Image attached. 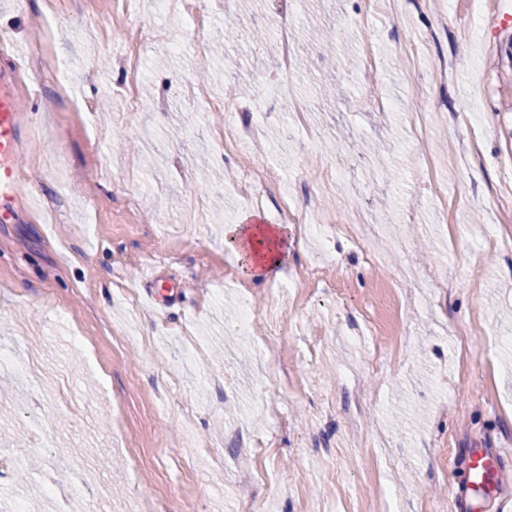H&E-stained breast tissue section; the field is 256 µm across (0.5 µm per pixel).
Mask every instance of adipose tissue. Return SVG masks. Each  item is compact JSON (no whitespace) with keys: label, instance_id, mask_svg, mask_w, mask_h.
<instances>
[{"label":"adipose tissue","instance_id":"obj_1","mask_svg":"<svg viewBox=\"0 0 512 512\" xmlns=\"http://www.w3.org/2000/svg\"><path fill=\"white\" fill-rule=\"evenodd\" d=\"M295 231L290 224H267L260 215L224 230V247L237 260L236 274L251 283L278 276L294 249Z\"/></svg>","mask_w":512,"mask_h":512}]
</instances>
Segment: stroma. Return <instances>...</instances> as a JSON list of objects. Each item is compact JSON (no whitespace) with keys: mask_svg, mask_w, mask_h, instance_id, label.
<instances>
[{"mask_svg":"<svg viewBox=\"0 0 512 512\" xmlns=\"http://www.w3.org/2000/svg\"><path fill=\"white\" fill-rule=\"evenodd\" d=\"M60 2L0 0L26 184L0 222V497L41 512H448L449 483L468 478L453 459L512 440V223L492 201L512 187V32L492 25L512 0H488L478 35L472 0H297L290 80L310 120L287 141L269 80L277 0H210L205 26L156 0H131L117 26L111 0ZM228 13L240 23L222 41ZM310 22L335 29L334 51L305 39ZM50 25L69 66L51 111L57 85L30 59ZM136 30L131 112L114 89ZM444 59L453 74L433 82ZM228 82L267 153L221 157L224 113L187 87L221 97ZM375 82L385 107L366 97ZM248 170L271 187L262 202L236 188ZM285 196L339 228L301 227L279 277L248 286L224 228L251 212L291 223ZM358 211L381 227L379 268L340 230ZM317 255L332 292L292 289ZM246 302L260 322L279 305L292 332L271 347L237 333Z\"/></svg>","mask_w":512,"mask_h":512,"instance_id":"stroma-1","label":"stroma"}]
</instances>
